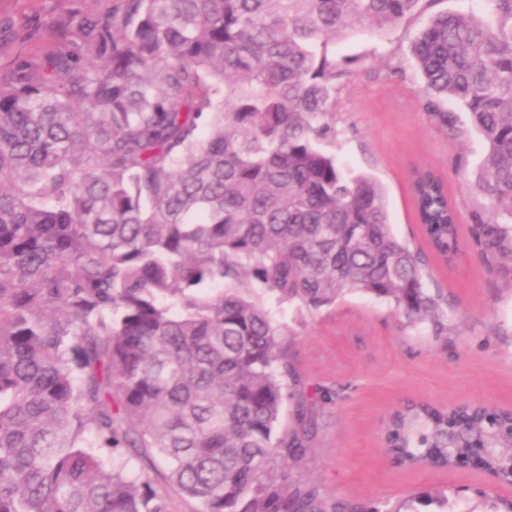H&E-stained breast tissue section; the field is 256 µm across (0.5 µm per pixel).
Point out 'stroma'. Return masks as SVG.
Masks as SVG:
<instances>
[{
	"instance_id": "35a3bbf8",
	"label": "stroma",
	"mask_w": 512,
	"mask_h": 512,
	"mask_svg": "<svg viewBox=\"0 0 512 512\" xmlns=\"http://www.w3.org/2000/svg\"><path fill=\"white\" fill-rule=\"evenodd\" d=\"M71 0H0V68L46 41L48 24ZM482 0H430L422 13L377 37L363 31L333 44L360 68L339 95L330 150L351 174H367L386 192L394 233L413 248L427 243L415 222L413 168L439 173L460 222L458 259L428 260V285L448 299V340L410 322L383 300L356 292L309 313L286 303L290 355L307 394L321 407L308 455L291 465L294 478L324 496L359 506L410 502L414 512H493L512 486L492 485L471 469L394 468L380 444L391 411L409 401L459 402L512 409V265L483 255L470 235L480 202L470 190L486 152L465 112L455 133L440 129L423 106L409 40L435 13L478 12Z\"/></svg>"
}]
</instances>
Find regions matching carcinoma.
Segmentation results:
<instances>
[{"mask_svg": "<svg viewBox=\"0 0 512 512\" xmlns=\"http://www.w3.org/2000/svg\"><path fill=\"white\" fill-rule=\"evenodd\" d=\"M0 71V512H168L160 464L199 512H345L288 466L317 429L288 323L348 293L448 339L427 263L386 193L320 149L356 57L424 0H91ZM433 15L410 42L424 108L487 146L473 239L512 262V0ZM435 254L459 251L443 180L413 179ZM292 422L284 423L286 416ZM512 418L409 403L398 467L512 479Z\"/></svg>", "mask_w": 512, "mask_h": 512, "instance_id": "obj_1", "label": "carcinoma"}]
</instances>
